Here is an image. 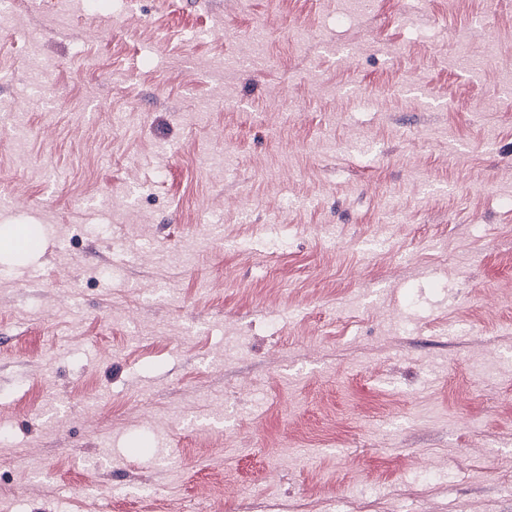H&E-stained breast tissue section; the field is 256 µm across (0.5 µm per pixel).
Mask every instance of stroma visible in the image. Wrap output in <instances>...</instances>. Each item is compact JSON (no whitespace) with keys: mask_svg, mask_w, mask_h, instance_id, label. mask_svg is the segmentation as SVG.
Listing matches in <instances>:
<instances>
[{"mask_svg":"<svg viewBox=\"0 0 512 512\" xmlns=\"http://www.w3.org/2000/svg\"><path fill=\"white\" fill-rule=\"evenodd\" d=\"M83 2L0 26V512H512V0Z\"/></svg>","mask_w":512,"mask_h":512,"instance_id":"1","label":"stroma"}]
</instances>
